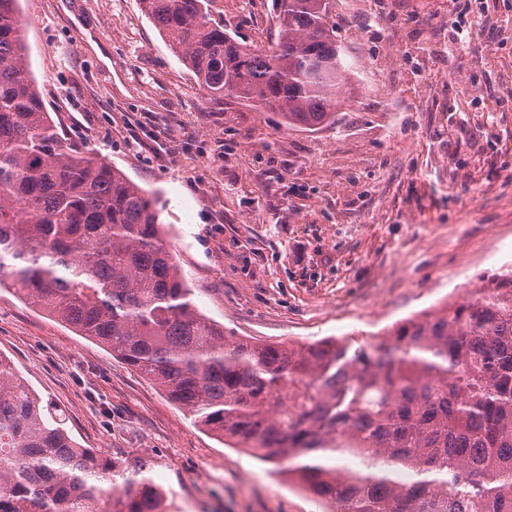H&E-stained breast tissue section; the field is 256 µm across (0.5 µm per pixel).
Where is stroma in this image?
<instances>
[{
  "label": "stroma",
  "instance_id": "35a3bbf8",
  "mask_svg": "<svg viewBox=\"0 0 512 512\" xmlns=\"http://www.w3.org/2000/svg\"><path fill=\"white\" fill-rule=\"evenodd\" d=\"M45 106L74 144L156 193L199 310L226 334L362 341L512 267V0H334L355 93L336 122L204 96L139 0H20ZM275 0H212L259 48ZM475 32L448 50L457 15ZM0 354L167 512H321L102 344L0 291Z\"/></svg>",
  "mask_w": 512,
  "mask_h": 512
}]
</instances>
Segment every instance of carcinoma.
Segmentation results:
<instances>
[{"label": "carcinoma", "instance_id": "1", "mask_svg": "<svg viewBox=\"0 0 512 512\" xmlns=\"http://www.w3.org/2000/svg\"><path fill=\"white\" fill-rule=\"evenodd\" d=\"M18 2L0 0V288L107 346L332 512H512V268L378 340L224 334L191 298L158 198L60 133ZM324 2L277 0V39L262 49L213 23L208 0H140L207 95L306 130L336 122L350 82ZM148 471L77 447L0 355V512H94L101 500L104 512H164Z\"/></svg>", "mask_w": 512, "mask_h": 512}]
</instances>
